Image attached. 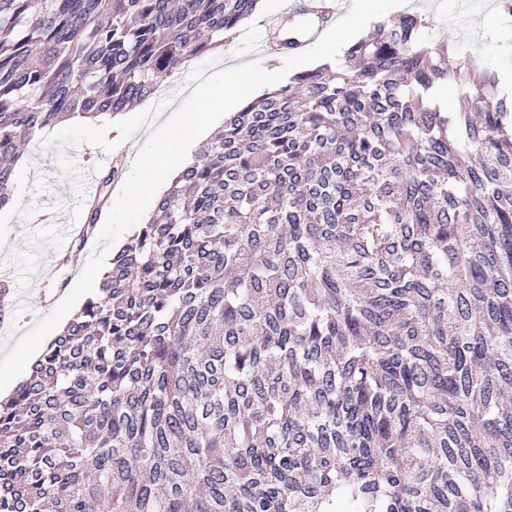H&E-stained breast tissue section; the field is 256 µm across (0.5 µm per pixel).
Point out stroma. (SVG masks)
<instances>
[{"mask_svg":"<svg viewBox=\"0 0 512 512\" xmlns=\"http://www.w3.org/2000/svg\"><path fill=\"white\" fill-rule=\"evenodd\" d=\"M288 3L289 0H267L248 22L225 34L223 49L213 55L205 53L198 56L195 64L200 66L217 57L222 67L227 68L256 59L270 70H279L284 56L274 49L270 24L275 18L285 16ZM406 11L428 19V26L420 37L421 45L450 41L471 53L479 70L498 74L512 70V13L503 8L500 0H410ZM54 132V127L50 126L44 128L42 136ZM42 136L28 140L22 148V156L31 165L29 180L46 176L49 189L38 196H24L23 205L38 206V217L27 220L14 216L10 221L7 245L0 251V268L24 274L32 273L41 256L48 252L62 259L61 270L65 273L77 265L81 257L79 251L67 247V239L62 232L68 213L53 214L48 210L49 205L57 201L73 204L74 191L60 174L55 150L42 148ZM145 140L146 133L140 130L109 153L84 145L67 149L66 154L75 158L82 169L99 173L112 160L129 162L132 152L137 151ZM49 291V286L42 283H26L24 302L18 308L15 320L0 325V350L14 346L17 339L31 328L37 316L52 311V303L45 299Z\"/></svg>","mask_w":512,"mask_h":512,"instance_id":"obj_1","label":"stroma"}]
</instances>
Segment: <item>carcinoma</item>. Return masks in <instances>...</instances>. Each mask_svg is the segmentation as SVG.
<instances>
[{
  "mask_svg": "<svg viewBox=\"0 0 512 512\" xmlns=\"http://www.w3.org/2000/svg\"><path fill=\"white\" fill-rule=\"evenodd\" d=\"M258 2L0 0V209ZM423 27L224 117L0 399V512H512V93ZM113 117L114 116L112 115V118ZM112 118L100 122H86L78 119H69L60 122L56 125L44 128L43 130L38 132L34 137L28 140L22 147V156L14 167V190L12 201L7 207L0 209V214L11 211L20 201L18 176L22 168L29 163L33 164V168H31L28 173L27 188L32 189L33 183L36 180V178L40 174H43L48 177L47 182L49 184V190L46 193L38 196H33L29 194L25 195L22 199L23 206H47L52 205L56 201H60L65 204H69V208L71 209L75 195L71 184L67 179L60 175V170L57 168V148L56 146H52L49 150L43 149L40 144L41 139L43 137L52 135L58 132L59 130L72 124L83 123L88 125H102L111 123ZM23 159H28L29 162L23 164Z\"/></svg>",
  "mask_w": 512,
  "mask_h": 512,
  "instance_id": "obj_1",
  "label": "carcinoma"
}]
</instances>
